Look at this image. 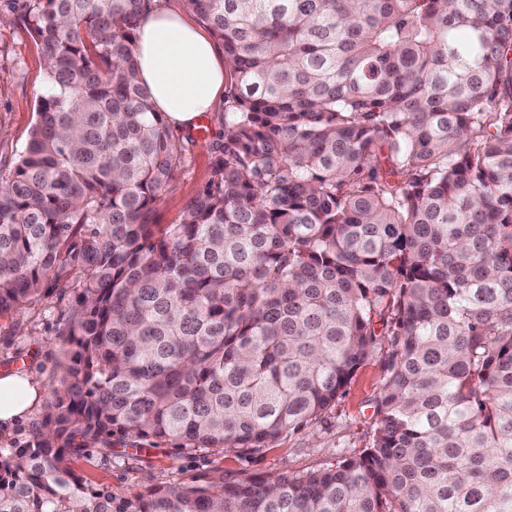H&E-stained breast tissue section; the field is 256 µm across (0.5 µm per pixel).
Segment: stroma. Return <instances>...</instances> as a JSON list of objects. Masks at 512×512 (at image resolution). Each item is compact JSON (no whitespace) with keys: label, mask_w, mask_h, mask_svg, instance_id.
Returning <instances> with one entry per match:
<instances>
[{"label":"stroma","mask_w":512,"mask_h":512,"mask_svg":"<svg viewBox=\"0 0 512 512\" xmlns=\"http://www.w3.org/2000/svg\"><path fill=\"white\" fill-rule=\"evenodd\" d=\"M23 0H0V171L9 172L27 144L37 120L36 106L47 73L44 53L18 18ZM205 133H179L186 146L173 179L163 194L156 223H178L187 203L211 177L212 147L217 139V113L203 118ZM73 293L50 291L38 302L18 311L0 313V372H36L45 387L58 380L62 349L59 330L68 321ZM384 358L365 361L345 395L323 421L305 430L284 434L275 447L263 448L247 460L213 451L194 453L175 442L115 445L111 455L90 448L73 468L86 486L111 490L115 501L148 494L160 485L187 482L222 472L240 479L269 473H301L334 464L368 446L372 430L370 402L377 395Z\"/></svg>","instance_id":"obj_1"}]
</instances>
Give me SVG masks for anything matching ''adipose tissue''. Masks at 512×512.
Returning <instances> with one entry per match:
<instances>
[{"instance_id":"ef3b65f1","label":"adipose tissue","mask_w":512,"mask_h":512,"mask_svg":"<svg viewBox=\"0 0 512 512\" xmlns=\"http://www.w3.org/2000/svg\"><path fill=\"white\" fill-rule=\"evenodd\" d=\"M139 79L171 127L192 128L211 112L224 89V54L184 13L161 0L137 30ZM43 383L29 372L0 373V425L24 419Z\"/></svg>"}]
</instances>
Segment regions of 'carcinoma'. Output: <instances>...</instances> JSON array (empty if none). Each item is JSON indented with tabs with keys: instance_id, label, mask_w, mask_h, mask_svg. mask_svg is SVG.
<instances>
[{
	"instance_id": "1",
	"label": "carcinoma",
	"mask_w": 512,
	"mask_h": 512,
	"mask_svg": "<svg viewBox=\"0 0 512 512\" xmlns=\"http://www.w3.org/2000/svg\"><path fill=\"white\" fill-rule=\"evenodd\" d=\"M224 48L211 178L140 83L153 0H25L47 84L0 175V313L76 293L0 512H512V0H184ZM389 350L371 443L305 473L159 486L91 444L247 457Z\"/></svg>"
}]
</instances>
